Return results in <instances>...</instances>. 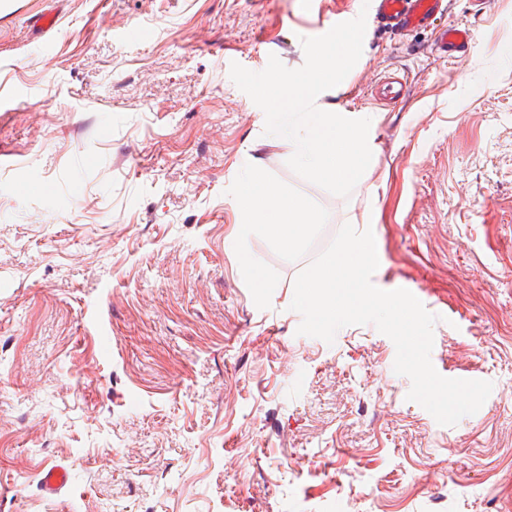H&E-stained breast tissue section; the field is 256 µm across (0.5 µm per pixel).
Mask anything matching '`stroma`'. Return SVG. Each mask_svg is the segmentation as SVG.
<instances>
[{"label": "stroma", "instance_id": "stroma-1", "mask_svg": "<svg viewBox=\"0 0 512 512\" xmlns=\"http://www.w3.org/2000/svg\"><path fill=\"white\" fill-rule=\"evenodd\" d=\"M448 2L469 52L371 14L322 96L371 121L346 198L288 167L230 65L300 68L362 0L0 12V512H512V0ZM394 73L407 99L374 101ZM256 173L314 213L293 250L244 219ZM366 214L373 284L441 317L437 372L493 384L456 425L408 400L374 325L297 332L296 276ZM49 462L71 472L53 497ZM475 41V34L469 27L459 25L442 26L435 42L436 50L440 55L459 52L470 47ZM70 479V470L60 463L48 464L44 467L39 481L40 490L45 496L57 495L66 488Z\"/></svg>", "mask_w": 512, "mask_h": 512}]
</instances>
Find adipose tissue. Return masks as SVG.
Returning <instances> with one entry per match:
<instances>
[{"label":"adipose tissue","mask_w":512,"mask_h":512,"mask_svg":"<svg viewBox=\"0 0 512 512\" xmlns=\"http://www.w3.org/2000/svg\"><path fill=\"white\" fill-rule=\"evenodd\" d=\"M240 205L249 219L262 221L271 238L285 250L301 241L314 220L303 200L288 196L258 174L247 182Z\"/></svg>","instance_id":"adipose-tissue-1"}]
</instances>
